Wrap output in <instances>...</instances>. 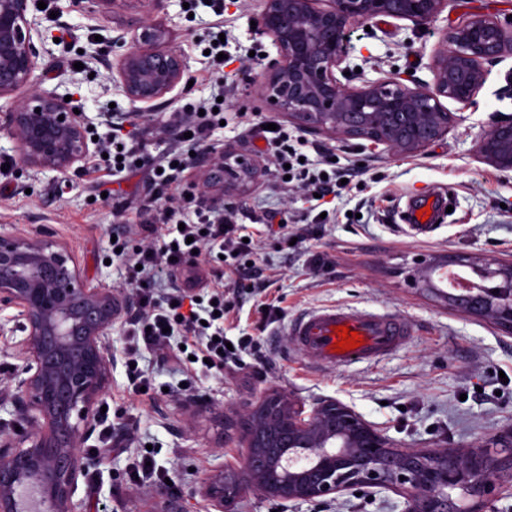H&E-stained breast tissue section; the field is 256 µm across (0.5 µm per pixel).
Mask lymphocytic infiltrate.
I'll return each mask as SVG.
<instances>
[{"label":"lymphocytic infiltrate","instance_id":"obj_1","mask_svg":"<svg viewBox=\"0 0 512 512\" xmlns=\"http://www.w3.org/2000/svg\"><path fill=\"white\" fill-rule=\"evenodd\" d=\"M178 117L187 136L165 156L151 155L144 146L134 142L120 149H109L108 163L118 171L143 165L151 172L154 184L160 190H167L180 172L190 166L192 152L207 146L224 115L209 105H186ZM267 151L278 177H291L297 187L318 194L333 189L332 180L322 179L309 162L301 160L299 152L292 150L286 132L275 130L267 140ZM174 216V210L166 211L168 239L158 246L153 243L157 225L126 224L114 231L116 247L129 251L127 280L140 296V310L129 320L128 356L136 358L141 349L147 348L160 352L164 360L186 367L192 361L207 359L220 371L229 367L247 370L243 357L259 352L258 337H238L228 350L221 349L218 340L223 337L224 323L240 298L256 291L252 261L261 248V237L247 225L237 223L229 213L214 217L201 210L196 214V222L183 228L174 224ZM133 234L140 236L143 244L132 250L128 243ZM197 253L208 258L223 257V285L208 284L202 272L197 271L188 277L186 287L169 292L159 289L163 276L184 268ZM173 331L185 336L186 348H170L169 334Z\"/></svg>","mask_w":512,"mask_h":512}]
</instances>
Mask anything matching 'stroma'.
Listing matches in <instances>:
<instances>
[{"mask_svg":"<svg viewBox=\"0 0 512 512\" xmlns=\"http://www.w3.org/2000/svg\"><path fill=\"white\" fill-rule=\"evenodd\" d=\"M120 0L104 10L96 0H51L42 12L33 41L39 52L35 75L44 88L70 96L85 112L88 134L112 135L109 106L132 115L131 130L154 155L179 141L172 112L188 103L224 99L226 123L210 138L209 149L172 184L179 218L191 223L211 204L203 191L209 151L224 153L228 168L244 158L257 168L253 182L241 187L226 179L224 207L241 224H304L310 209L328 221L311 227L312 241L284 247L267 238L258 265L271 294L282 297L283 311L257 331L256 298L244 300L239 314L224 325L227 335H258L262 372L244 374L197 370L189 374L142 352L140 369L152 381L154 403L141 405L132 394L125 366L128 331L112 333V382L102 399L106 408L84 444L91 455L104 433L118 449L95 459L73 495L83 512L97 503L117 504L120 512H207L202 482L224 464L244 466L246 443L235 425L268 395L291 396L305 410L325 400L339 401L377 426L398 448L470 450L512 423V333L492 320L448 307L417 281L424 266L460 255L512 261V172L499 171L476 152L479 138L502 117L512 118V55L489 65L485 84L469 105L445 100L458 121L441 140L413 155H396L368 141L299 132L271 111L255 81L277 51L271 38L255 28L262 0H223L224 34L230 61L224 82L210 77L205 39L216 16L205 0ZM507 0H448L431 24L380 17L357 25L346 43L340 81L360 87L401 77L409 86L434 81L431 57L443 45L446 27L474 10L488 14L507 8ZM155 20L174 33L171 45L185 59L184 80L163 98L132 103L115 83L112 65L121 54L118 38H131L140 24ZM261 115L301 134L308 146L335 154L337 167L350 174L348 191L310 201L306 191L284 188L261 155L264 141L253 121ZM8 131L0 129V234L39 236L63 243L85 282L130 293L125 265L112 254L115 210L127 205L132 224H153L155 188L148 170L119 174L87 172L74 165L66 174L38 176L19 171ZM452 205L432 232L413 234L402 213L408 200L436 194ZM400 316L413 334L402 347L374 362L336 371L313 365L292 343L288 329L300 316L328 306ZM154 456L167 482L130 484L128 473L142 455ZM408 492L337 493L326 502L276 501L245 491L239 512H404Z\"/></svg>","mask_w":512,"mask_h":512,"instance_id":"obj_1","label":"stroma"}]
</instances>
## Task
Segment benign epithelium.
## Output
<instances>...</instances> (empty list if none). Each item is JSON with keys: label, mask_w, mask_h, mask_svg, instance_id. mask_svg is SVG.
<instances>
[{"label": "benign epithelium", "mask_w": 512, "mask_h": 512, "mask_svg": "<svg viewBox=\"0 0 512 512\" xmlns=\"http://www.w3.org/2000/svg\"><path fill=\"white\" fill-rule=\"evenodd\" d=\"M29 2L0 0V99L30 88L22 104L0 112V128L15 140L22 169L63 173L91 156L88 120L56 91L32 85V33L39 32V21ZM447 4L263 0L260 28L279 54L262 74L267 103L304 129L364 139L395 154L424 151L455 122L441 99L469 104L486 81L485 64L512 55V20L477 12L447 29L444 48L432 56L431 88L396 79L349 87L335 70L352 25L382 16L425 26ZM170 40L167 29L145 23L116 58L118 86L132 102L155 101L182 80L186 62L166 48ZM477 152L512 171V119L495 123ZM224 172V156L211 159L206 187L224 192ZM454 263L497 279L498 292L467 288L441 295L443 301L512 333V262L468 257ZM132 305L110 288L89 287L65 246L0 235V310L18 309L12 326L0 323V338L25 334L15 345L21 365L11 403L29 425L25 448L0 434V512H78L73 494L90 466L80 448L95 429L97 404L112 379V329ZM243 429L245 466L217 469L204 482L215 512H237L248 487L281 502L325 501L357 487L374 493L403 487L410 492L405 512H467L450 491L489 496L503 478H512V426L475 450H406L340 402L325 400L306 414L291 397L274 394L248 413Z\"/></svg>", "instance_id": "benign-epithelium-1"}]
</instances>
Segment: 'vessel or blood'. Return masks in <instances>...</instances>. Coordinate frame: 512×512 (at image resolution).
Returning a JSON list of instances; mask_svg holds the SVG:
<instances>
[{
    "mask_svg": "<svg viewBox=\"0 0 512 512\" xmlns=\"http://www.w3.org/2000/svg\"><path fill=\"white\" fill-rule=\"evenodd\" d=\"M340 325L357 331L363 345L344 353L333 351ZM411 333V324L398 316L342 307L309 312L289 329L294 345L317 367L335 370L377 360L400 347Z\"/></svg>",
    "mask_w": 512,
    "mask_h": 512,
    "instance_id": "1",
    "label": "vessel or blood"
}]
</instances>
